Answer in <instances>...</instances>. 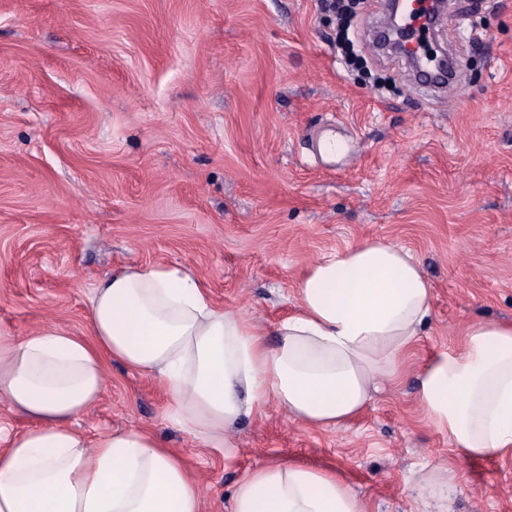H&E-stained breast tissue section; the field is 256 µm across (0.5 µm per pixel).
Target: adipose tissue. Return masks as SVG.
<instances>
[{
    "mask_svg": "<svg viewBox=\"0 0 512 512\" xmlns=\"http://www.w3.org/2000/svg\"><path fill=\"white\" fill-rule=\"evenodd\" d=\"M269 345L258 319L212 302L186 267L112 271L94 286L89 335L0 328V399L27 416L0 427V512H205L183 461L141 429L90 434L76 418L98 400L105 362L157 379L167 413L225 456L240 423L276 401L296 422L333 428L397 382L433 316L420 262L366 239L314 262ZM429 425L471 459H512V322L470 327L461 348L417 375ZM231 512H369L333 468L279 462L246 472Z\"/></svg>",
    "mask_w": 512,
    "mask_h": 512,
    "instance_id": "1",
    "label": "adipose tissue"
}]
</instances>
